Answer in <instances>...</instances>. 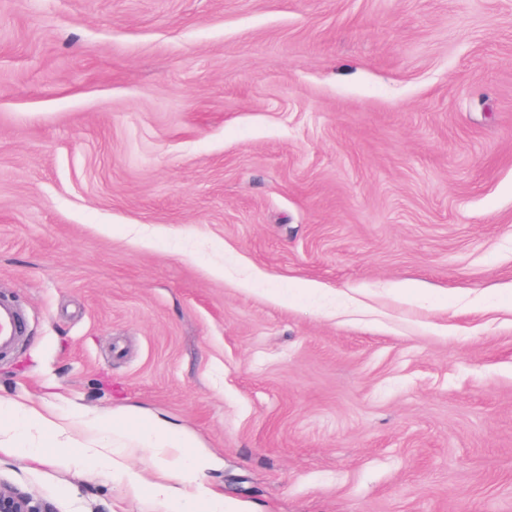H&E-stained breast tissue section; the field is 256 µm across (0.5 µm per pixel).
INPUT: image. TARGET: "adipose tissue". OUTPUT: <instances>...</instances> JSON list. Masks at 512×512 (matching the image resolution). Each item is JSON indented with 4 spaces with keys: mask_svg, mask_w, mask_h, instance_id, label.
I'll return each instance as SVG.
<instances>
[{
    "mask_svg": "<svg viewBox=\"0 0 512 512\" xmlns=\"http://www.w3.org/2000/svg\"><path fill=\"white\" fill-rule=\"evenodd\" d=\"M22 414L12 401L0 400V437L19 438L15 419ZM23 415L32 421L42 438L59 440L75 432L83 434L97 444L96 460L100 467L123 474L129 491L148 488L164 512H244L239 504L225 500L222 493L201 492L198 480L216 460L207 450L199 448L192 436L165 420L151 418L120 427L102 418L84 417L66 424L35 410ZM137 454L148 457V475L125 470V458Z\"/></svg>",
    "mask_w": 512,
    "mask_h": 512,
    "instance_id": "adipose-tissue-1",
    "label": "adipose tissue"
}]
</instances>
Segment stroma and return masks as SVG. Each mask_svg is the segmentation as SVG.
Wrapping results in <instances>:
<instances>
[{"instance_id":"stroma-1","label":"stroma","mask_w":512,"mask_h":512,"mask_svg":"<svg viewBox=\"0 0 512 512\" xmlns=\"http://www.w3.org/2000/svg\"><path fill=\"white\" fill-rule=\"evenodd\" d=\"M2 297L0 397L251 512H512V0H0ZM88 445L0 483L160 512ZM22 325L19 311L0 299V355L14 348L21 336ZM16 417L32 421L40 438L69 439L73 432H79L100 445L102 439L112 434L114 448H95L98 464L103 469H112V475L123 473L126 488L131 492L148 487L162 512H250L225 500L222 493H201L199 477L215 465V457L199 448L192 436L165 420L151 418L126 427L112 423L111 427L106 419L82 417L76 424H66L34 409L21 411L10 400H0V437L11 441L21 436L14 422ZM137 454L148 457V476L124 469L123 460Z\"/></svg>"}]
</instances>
